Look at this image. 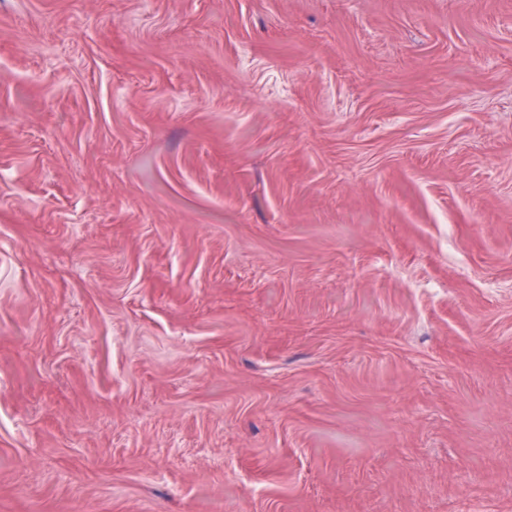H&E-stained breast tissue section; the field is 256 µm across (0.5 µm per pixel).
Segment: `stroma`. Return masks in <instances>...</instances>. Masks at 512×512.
Segmentation results:
<instances>
[{"mask_svg": "<svg viewBox=\"0 0 512 512\" xmlns=\"http://www.w3.org/2000/svg\"><path fill=\"white\" fill-rule=\"evenodd\" d=\"M0 512H512V0H0Z\"/></svg>", "mask_w": 512, "mask_h": 512, "instance_id": "35a3bbf8", "label": "stroma"}]
</instances>
